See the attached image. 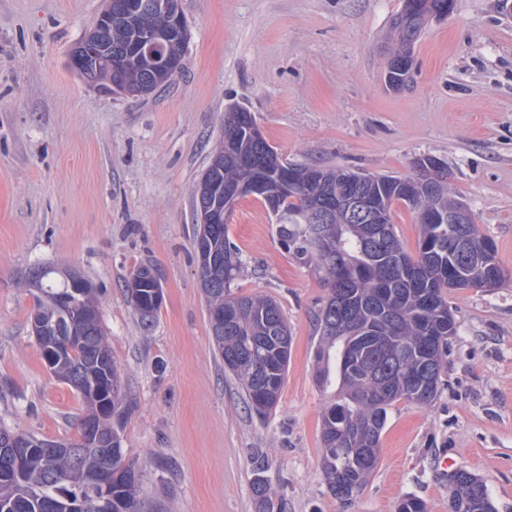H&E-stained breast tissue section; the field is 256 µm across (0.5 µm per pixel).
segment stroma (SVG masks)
<instances>
[{
	"label": "stroma",
	"mask_w": 512,
	"mask_h": 512,
	"mask_svg": "<svg viewBox=\"0 0 512 512\" xmlns=\"http://www.w3.org/2000/svg\"><path fill=\"white\" fill-rule=\"evenodd\" d=\"M403 4L179 0L184 68L132 96L99 92L69 63L104 0H0V427L79 436L85 406L45 365L26 285L35 265L73 267L98 291L121 367L112 423L155 512H264L258 476L286 512H394L407 494L448 512L459 468L483 481L496 512H512V280L449 293L458 330L438 394L391 407L378 465L348 503L321 467L336 390L316 379L314 317L328 290L284 249L260 200L240 199L226 230L246 264L233 293L273 298L290 331L267 417L225 372L201 290L192 192L236 103L290 161L407 176L415 158H440L512 272V9L456 0L415 44L409 86L393 91L385 37ZM142 265L163 288L150 318L126 288Z\"/></svg>",
	"instance_id": "obj_1"
}]
</instances>
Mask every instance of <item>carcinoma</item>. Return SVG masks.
<instances>
[{"label":"carcinoma","mask_w":512,"mask_h":512,"mask_svg":"<svg viewBox=\"0 0 512 512\" xmlns=\"http://www.w3.org/2000/svg\"><path fill=\"white\" fill-rule=\"evenodd\" d=\"M445 0H404L394 18L389 40L392 56L388 71L399 76L408 73L407 60L427 22L442 16ZM164 23L162 13L134 24L112 29V44L130 46L137 42L139 29ZM150 61L143 55L131 61L124 80H141ZM256 118L250 111L227 110L224 130L229 142L224 146V165L215 177L224 186H236L254 176L264 180V206L274 209L277 233L283 247L302 260L315 263L329 288L323 306L316 314L320 335L316 353L317 380L325 385L338 382L336 399L322 415V465L330 492L340 500L359 493L378 463L379 443L388 419V410L405 400L427 406L436 397L441 380L424 389L402 385L398 376L412 375L434 365L444 368L449 339L457 324L448 305V225L433 224L432 212H448L458 199L450 184L437 183L439 174L426 165L406 177L375 175L367 181H347L356 172L343 168H320L288 164L262 168L259 165L269 143L254 132ZM310 171L317 180L336 191V212L329 224L311 223L316 198L315 187L288 181V171ZM354 195L368 199L374 221L353 223L340 201ZM403 202L416 214L420 224L419 263L398 238L392 221V206ZM336 245L333 253L322 250L320 239ZM214 257L222 259L220 272L203 267L202 289L207 312L224 316L222 326H211L212 336L224 370L239 380L248 404L259 415L277 404L290 355L291 336L278 304L263 296H236L231 284L241 275L244 262L229 242L226 231L205 241ZM475 270L473 287H482L483 277L492 274L506 282L505 270L496 255L485 256L477 249L464 256ZM41 294L36 296L34 315L46 322L56 346L52 372L62 378L87 403L93 397L103 404L98 419L99 436L112 435V448L85 440V433L70 442H53L43 448L45 439L34 434L0 428V512H104L101 493L89 486L84 472L95 470L112 456V512H145L138 495V475L127 476L136 468L124 458L121 440L111 431V407L119 404L121 370L112 360V350L101 326L95 292L77 299L79 308L67 312L57 297L70 293L69 283L54 268L42 267ZM131 276L138 288L130 297L152 301L156 276L148 266H140ZM82 328V341L72 347L70 328ZM370 350L362 363L348 360V353L364 346ZM111 407H106V404ZM26 439L27 447L17 450L10 439ZM25 456L21 469L13 467L12 456ZM450 512H495L485 485L473 473L458 469L452 473ZM257 498L274 508L275 491L263 478H254Z\"/></svg>","instance_id":"carcinoma-1"}]
</instances>
